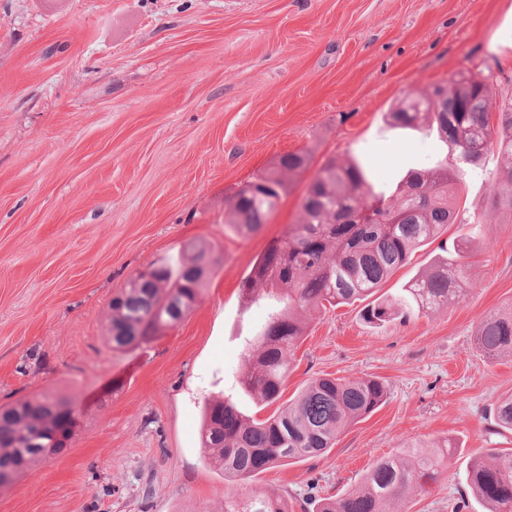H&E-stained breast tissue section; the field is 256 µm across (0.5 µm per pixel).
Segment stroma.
I'll list each match as a JSON object with an SVG mask.
<instances>
[{
    "label": "stroma",
    "mask_w": 512,
    "mask_h": 512,
    "mask_svg": "<svg viewBox=\"0 0 512 512\" xmlns=\"http://www.w3.org/2000/svg\"><path fill=\"white\" fill-rule=\"evenodd\" d=\"M461 70L489 78L493 104L512 99V0H0V404L50 394L76 412L70 447L0 488V512H221L205 403L272 413L237 385L268 313L242 304V279L297 223L327 160L366 162L388 187L432 166L437 137L385 115ZM287 153L307 168L267 224L238 234L226 199ZM506 164L493 152L484 171H461L460 210L483 224L457 301L381 326L358 303L303 314L283 399L328 374L378 379L386 401L325 454L244 491L337 497L378 457L451 438L441 481L393 508L483 512L464 474L512 448L495 415L512 357L489 359L476 336L512 309V223L490 211L489 175ZM460 233L417 248L382 295L428 274ZM192 239L214 247L198 304L111 350L113 297Z\"/></svg>",
    "instance_id": "stroma-1"
}]
</instances>
